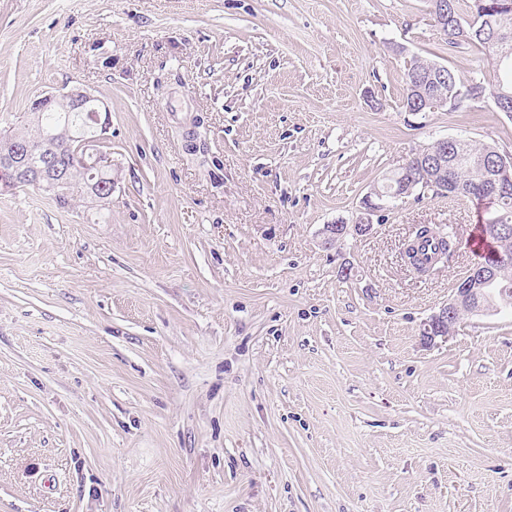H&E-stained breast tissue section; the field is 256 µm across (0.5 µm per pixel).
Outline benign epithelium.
<instances>
[{
    "mask_svg": "<svg viewBox=\"0 0 512 512\" xmlns=\"http://www.w3.org/2000/svg\"><path fill=\"white\" fill-rule=\"evenodd\" d=\"M474 92L469 84L458 87L456 96L414 98L413 111H435L441 108H453L456 97H471ZM51 104H61L68 112H90L95 122V134L85 138L74 149L70 150L66 159L77 168L94 166L100 171H112L111 153L101 149V140L110 129L109 110L89 90L76 86L61 95H46L35 100L30 108L33 113L43 112ZM419 161L425 166L438 168L453 167V162L446 161L444 153L428 152L424 149L417 152ZM61 157L57 155L52 144L36 145L27 140L18 141L14 152L0 159V191H11L18 186L35 187L50 193H58V188L68 185L69 166H60ZM471 169L477 171V185L493 195H500L512 184V158L497 154L490 158H480L471 163ZM86 196L94 202L105 204L112 198V184L104 185L98 182L87 184ZM393 196L376 188L366 197V211L374 212L386 208ZM372 225L364 219L353 224H329L325 229L324 241L327 245L337 243L346 237L364 236L371 230ZM498 299L509 307L512 305V292L504 289L500 293H488L484 288L464 286L455 289L452 299L433 315L425 324L423 338L433 340L437 336H447L452 330V324L463 314H472L481 308V300Z\"/></svg>",
    "mask_w": 512,
    "mask_h": 512,
    "instance_id": "benign-epithelium-1",
    "label": "benign epithelium"
}]
</instances>
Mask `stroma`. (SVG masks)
Masks as SVG:
<instances>
[{"label": "stroma", "mask_w": 512, "mask_h": 512, "mask_svg": "<svg viewBox=\"0 0 512 512\" xmlns=\"http://www.w3.org/2000/svg\"><path fill=\"white\" fill-rule=\"evenodd\" d=\"M416 58L497 81L429 0H0V129L86 86L113 184L0 192V512H512V309L421 340L490 205L322 243L436 140L512 156L491 98L407 110ZM411 242H415V245H410ZM454 245L453 238L438 227L416 224L405 249L406 263L418 273H422L421 270L428 271L435 263L447 258L453 252ZM428 253L433 254L432 259L423 260L422 257Z\"/></svg>", "instance_id": "stroma-1"}]
</instances>
